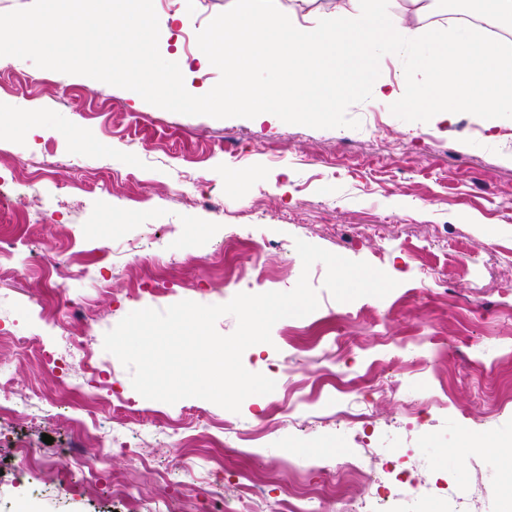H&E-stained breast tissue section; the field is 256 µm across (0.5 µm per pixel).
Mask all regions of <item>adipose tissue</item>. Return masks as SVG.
<instances>
[{"label":"adipose tissue","mask_w":512,"mask_h":512,"mask_svg":"<svg viewBox=\"0 0 512 512\" xmlns=\"http://www.w3.org/2000/svg\"><path fill=\"white\" fill-rule=\"evenodd\" d=\"M311 2L296 0L285 13L268 4L252 16L225 15L203 37L201 63L219 55L234 58L249 71L264 73L267 87L277 88L280 77L270 72L260 51L276 34L289 50V84L307 86L331 81L323 65L331 49L371 67L386 47L403 53L424 42L430 47L425 66L403 70L394 82L377 79L375 101L393 107L407 99L439 122L451 121L459 112H478L491 124L499 113L512 112V51L468 37L456 26L426 25L437 0H333L325 13ZM427 82L440 89L431 101L419 98Z\"/></svg>","instance_id":"obj_1"}]
</instances>
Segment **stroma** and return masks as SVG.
<instances>
[{
	"instance_id": "1",
	"label": "stroma",
	"mask_w": 512,
	"mask_h": 512,
	"mask_svg": "<svg viewBox=\"0 0 512 512\" xmlns=\"http://www.w3.org/2000/svg\"><path fill=\"white\" fill-rule=\"evenodd\" d=\"M252 0H195L192 11L176 0H155L170 30L161 56L174 53L188 73L186 88L207 93L220 79L201 69L200 39L229 12ZM0 181L10 198L0 222L24 238L22 260L37 264L55 249L75 261L81 245L109 247L105 267L88 266L84 278L64 282L68 299L83 303L88 320L72 322L67 309L48 313L35 300L36 279L0 282V328L38 339L44 352H63L59 323L93 351L134 416L122 424L111 407L99 413L114 474L135 477L129 498L100 491L98 512H158L154 477L139 469L136 454L169 473L173 490L206 494L212 462L170 437L159 422L179 420L194 437L226 425L221 440L238 449L239 463L265 487L261 512H278L280 486L319 481V468L341 491L360 494L340 466L359 425L339 418L360 409L373 429L374 448L412 451L411 478L443 502L455 488L474 487L472 512H512V112L496 128L483 116L457 113L434 121L406 104L396 109L366 100L347 114L359 128L316 129L246 118L184 115L133 100L129 90L82 75L0 57ZM41 170L35 189L12 183L17 166ZM249 174L244 186H224V171ZM119 180L96 187V177ZM222 201L217 210L199 196ZM47 206V219L27 223L29 210ZM197 224L183 237L185 224ZM386 272L398 285L384 300L366 296L342 303L324 286L326 267L307 272L319 306L279 320L260 352L245 350L244 367L274 380L266 395L246 398L239 412L186 398L174 404L143 398L131 372L105 351L103 338L128 313L163 310L182 301L221 305L236 294L292 290L302 261L295 239ZM433 296L414 302L421 284ZM355 380L353 393L325 400L326 375ZM0 376L17 396L65 387L90 392L79 367L40 370L36 355L0 346ZM442 406H434V399ZM414 406L418 415L407 414ZM70 409L56 398L30 424L0 427V482L9 483L21 441L50 435L68 444ZM491 450L471 449L470 427ZM258 433L242 446L239 437Z\"/></svg>"
}]
</instances>
